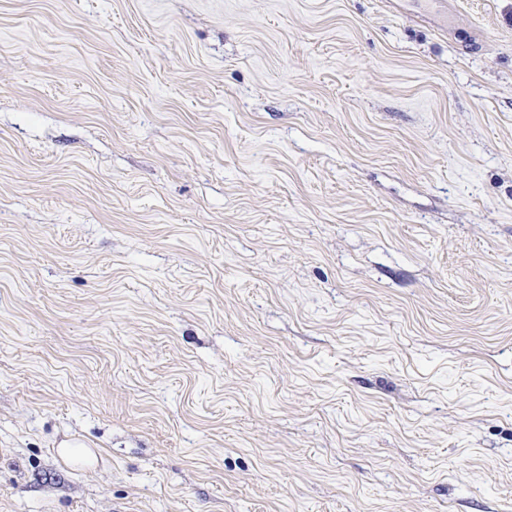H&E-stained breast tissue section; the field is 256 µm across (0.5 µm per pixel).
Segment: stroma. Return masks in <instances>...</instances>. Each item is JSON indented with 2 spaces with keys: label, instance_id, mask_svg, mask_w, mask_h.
Masks as SVG:
<instances>
[{
  "label": "stroma",
  "instance_id": "35a3bbf8",
  "mask_svg": "<svg viewBox=\"0 0 512 512\" xmlns=\"http://www.w3.org/2000/svg\"><path fill=\"white\" fill-rule=\"evenodd\" d=\"M446 7L0 0V512H512V0Z\"/></svg>",
  "mask_w": 512,
  "mask_h": 512
}]
</instances>
